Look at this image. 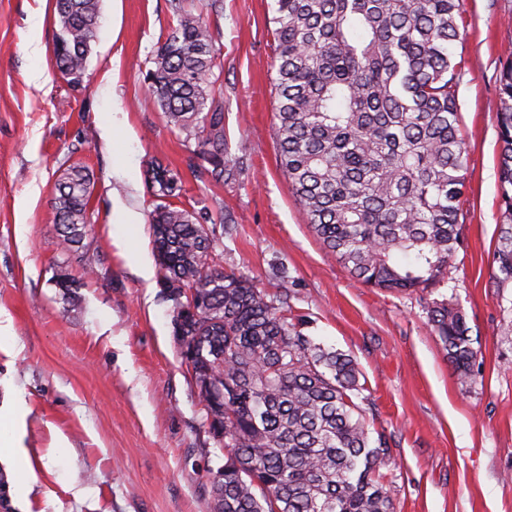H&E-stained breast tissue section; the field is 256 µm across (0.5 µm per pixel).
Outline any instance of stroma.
Instances as JSON below:
<instances>
[{
    "mask_svg": "<svg viewBox=\"0 0 512 512\" xmlns=\"http://www.w3.org/2000/svg\"><path fill=\"white\" fill-rule=\"evenodd\" d=\"M205 10L218 48L234 179L210 182L187 157L197 141L170 126L144 77L176 18L170 0H100L80 86L54 66V0H0V405L27 408L22 451L0 463V512H209L224 454L203 419L174 333L147 217L152 163L178 172L177 205L225 209L234 239L214 234L225 267L273 289L286 279L316 341L350 354L365 377L374 427L390 440L395 512H512V287H499L497 78L512 51V0H465L460 125L468 154L462 236L447 281L425 292L367 287L328 258L283 176L275 149L273 0ZM49 78L29 80L32 68ZM120 96L128 137L104 144ZM94 175L81 248L54 222L70 166ZM132 169L136 184L114 177ZM143 222L112 221L114 200ZM68 274L71 287L58 284ZM459 305L481 354L457 380L428 323V303Z\"/></svg>",
    "mask_w": 512,
    "mask_h": 512,
    "instance_id": "obj_1",
    "label": "stroma"
}]
</instances>
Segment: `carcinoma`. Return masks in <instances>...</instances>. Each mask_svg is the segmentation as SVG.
<instances>
[{"label":"carcinoma","mask_w":512,"mask_h":512,"mask_svg":"<svg viewBox=\"0 0 512 512\" xmlns=\"http://www.w3.org/2000/svg\"><path fill=\"white\" fill-rule=\"evenodd\" d=\"M100 0H55L58 72L83 82ZM275 139L282 173L326 254L357 281L391 293L425 291L447 276L460 243L468 155L460 135L452 47L464 0H273ZM176 24L152 57L149 92L167 122L201 140L211 181L233 177L223 104L212 96L217 48L202 12L171 0ZM499 283L512 284V54L500 69ZM150 213L161 282L175 301L184 363L204 421L224 449L210 512H394L372 432L365 384L349 354L304 332L286 284L270 293L222 266L207 224L235 217L170 202L168 168ZM91 178L74 167L57 188L54 220L77 246L91 224ZM192 290L197 316L180 310ZM458 378L480 354L466 316L448 299L428 310Z\"/></svg>","instance_id":"1"}]
</instances>
